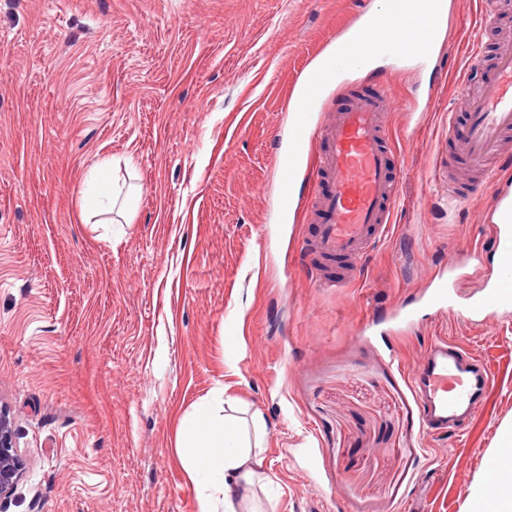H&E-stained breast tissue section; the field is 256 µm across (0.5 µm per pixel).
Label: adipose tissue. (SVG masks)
<instances>
[{
  "instance_id": "adipose-tissue-1",
  "label": "adipose tissue",
  "mask_w": 512,
  "mask_h": 512,
  "mask_svg": "<svg viewBox=\"0 0 512 512\" xmlns=\"http://www.w3.org/2000/svg\"><path fill=\"white\" fill-rule=\"evenodd\" d=\"M179 431L195 450L185 467L204 493L202 512H262L255 492L266 478L261 446L250 444L232 419L207 405L183 417ZM492 469L493 479L470 489L472 512H512V422L500 427Z\"/></svg>"
}]
</instances>
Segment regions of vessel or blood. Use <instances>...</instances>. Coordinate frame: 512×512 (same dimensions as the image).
I'll return each mask as SVG.
<instances>
[{
  "label": "vessel or blood",
  "mask_w": 512,
  "mask_h": 512,
  "mask_svg": "<svg viewBox=\"0 0 512 512\" xmlns=\"http://www.w3.org/2000/svg\"><path fill=\"white\" fill-rule=\"evenodd\" d=\"M439 0H391L388 13L374 14L368 25L356 27L339 51L322 56L308 72L297 98L288 138V160L281 167L278 201L291 207L290 188L297 175L312 111L336 84L343 62L365 64L380 50L402 57L418 55L435 31ZM391 103L385 91L350 95L346 106L330 115L321 131L324 147L316 175L328 188L313 203L312 238L306 253L324 259H346L347 272L335 281L343 286L360 278L362 261L386 234L397 198L400 170L391 160L386 114ZM470 124L459 149L479 177L473 194L496 191L490 246L496 257L494 273L473 314L512 311V196L496 190L497 159L512 145V47L501 49L481 95L470 102ZM490 376L479 359L448 338L436 339L422 362L409 373L408 383L418 404L420 420L431 431L462 428L476 410Z\"/></svg>",
  "instance_id": "b4317fda"
}]
</instances>
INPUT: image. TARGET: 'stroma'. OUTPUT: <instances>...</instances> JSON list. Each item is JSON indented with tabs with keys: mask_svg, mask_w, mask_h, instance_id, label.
I'll return each mask as SVG.
<instances>
[{
	"mask_svg": "<svg viewBox=\"0 0 512 512\" xmlns=\"http://www.w3.org/2000/svg\"><path fill=\"white\" fill-rule=\"evenodd\" d=\"M447 2L443 55L344 69L314 112L312 157L371 76L403 104L390 233L336 289L301 250L322 183L297 178L283 218L276 160L290 93L380 0H0V405L27 461L6 512H200L178 424L219 394L266 421V512H466L512 418V313H466L496 267L473 247L489 197L449 204L444 173L472 178L467 99L512 43V0ZM105 158L133 203L87 223ZM440 274L462 285L434 313ZM439 336L490 374L457 433L423 431L405 380Z\"/></svg>",
	"mask_w": 512,
	"mask_h": 512,
	"instance_id": "35a3bbf8",
	"label": "stroma"
}]
</instances>
